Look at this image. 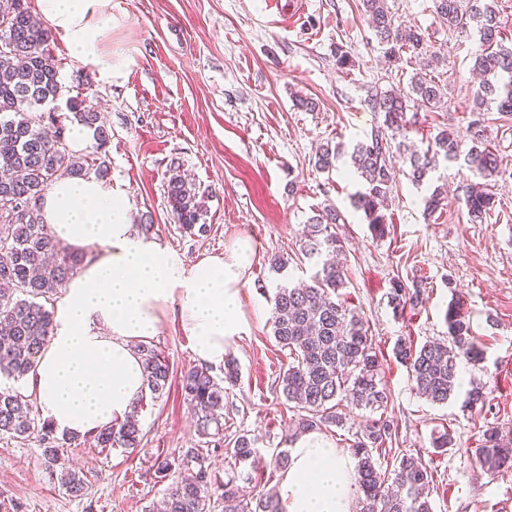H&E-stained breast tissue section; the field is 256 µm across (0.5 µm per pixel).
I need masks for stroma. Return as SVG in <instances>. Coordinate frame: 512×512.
I'll list each match as a JSON object with an SVG mask.
<instances>
[{
	"instance_id": "35a3bbf8",
	"label": "stroma",
	"mask_w": 512,
	"mask_h": 512,
	"mask_svg": "<svg viewBox=\"0 0 512 512\" xmlns=\"http://www.w3.org/2000/svg\"><path fill=\"white\" fill-rule=\"evenodd\" d=\"M397 20L418 25L439 62L433 71L441 103L419 112L409 137L426 151L440 129L467 138L475 89L471 68L476 36L448 30L434 15L433 0H388ZM105 20L99 53L111 60V77L70 56L62 36L53 54L62 83L59 114L67 98H85L112 131L108 179L125 191L134 224L152 225L153 236L185 262L222 253L243 234L257 245L242 290V308L272 307L277 285L309 281L314 261L300 248L316 209L335 205L345 217L336 233L345 243L348 286L341 299L370 325L389 392L387 417L397 436L395 453L421 457L434 474L433 512H512V469L488 472L479 464L485 426L499 427L512 442V115L484 113L488 143L507 174L493 188L495 208L482 224L470 223L458 201L468 172L440 163L416 186L398 172L384 238H373L353 206L361 182L348 175V152L383 122L365 99L371 89L406 87L413 64L398 63L392 78L366 20L361 0H304L270 11L266 0H109L97 9ZM355 60L351 75L336 66V47ZM312 98L316 109H294L293 95ZM342 144L332 175L316 171L325 144ZM205 197L209 230L181 231L164 194L171 166ZM447 185L448 205L434 217L424 200ZM287 257L283 271L274 257ZM417 283L422 302L395 312L388 300L392 279ZM464 305L471 332L483 348L479 364L462 363L465 388L480 385L482 407H464L463 392L434 404L417 394L393 349L398 341L422 345L448 336L451 300ZM154 346L170 366L172 384L139 414L144 438L136 451L96 447L92 438L70 449L73 468L86 481L71 497L46 469L36 438L0 436V512H160L168 486L158 461L178 460L200 441L178 382L195 365L192 340L175 311L164 309ZM240 379L224 396V437L247 434L268 466L243 484L252 500L277 488L281 472L270 462L287 449L295 413L278 390L290 358L276 343L270 319L251 322L230 353ZM450 433L455 445L435 452L434 439Z\"/></svg>"
}]
</instances>
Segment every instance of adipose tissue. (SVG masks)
Segmentation results:
<instances>
[{
  "instance_id": "1",
  "label": "adipose tissue",
  "mask_w": 512,
  "mask_h": 512,
  "mask_svg": "<svg viewBox=\"0 0 512 512\" xmlns=\"http://www.w3.org/2000/svg\"><path fill=\"white\" fill-rule=\"evenodd\" d=\"M100 0H39L43 16L62 31L71 56L112 65L97 53ZM124 191L89 174L56 180L39 202L53 238L85 260L55 304L50 341L26 380L44 417L81 436L124 421L145 392L137 344L158 336L161 314L173 307L192 338L199 363L223 365L251 318L241 292L256 245L238 237L223 254L193 263L154 238L136 233ZM278 485L281 512H353L355 471L349 453L311 431L289 447Z\"/></svg>"
}]
</instances>
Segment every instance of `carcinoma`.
<instances>
[{"label": "carcinoma", "mask_w": 512, "mask_h": 512, "mask_svg": "<svg viewBox=\"0 0 512 512\" xmlns=\"http://www.w3.org/2000/svg\"><path fill=\"white\" fill-rule=\"evenodd\" d=\"M362 6L385 61L396 63L405 53L418 60L407 91H384L368 95L367 106L383 114V122L366 141L353 147L351 166L362 179L364 191L354 197V207L363 213L373 236L381 238L388 224L389 199L396 175L388 158L398 152L409 164L407 178L421 184L436 170L439 161L463 160L474 177L465 186L461 204L474 223L483 222L495 202L492 182L502 176V159L486 144L480 122L471 124V146L464 150L458 137L440 130L425 152L407 145L413 107L432 109L440 102V87L428 75L435 55L427 49L420 27L395 23L387 0H362ZM434 13L440 24L460 33L479 36L473 70L482 75L473 93L474 112L490 106L512 114V25L502 18L496 0H434ZM53 30L48 24L32 20L27 0H0V379L15 382L33 370L39 354L53 330L54 296L66 286L84 255L60 246L39 217L38 203L52 183L64 176L79 177L84 163L74 157L65 143L66 127L56 112H44V103L58 100L62 92L59 70L51 51ZM68 110L74 120L93 129L94 152L106 153L111 135L85 100L70 98ZM341 156L340 147L325 146L317 154L316 168L330 173ZM167 202L183 233L204 234L200 223L204 213L198 192L178 173L167 181ZM32 203L24 218L12 219L2 211L8 202ZM444 191L437 187L425 199L428 216L446 205ZM344 217L332 206L315 212L308 220L304 257L321 255L322 249L341 253L343 241L336 225ZM345 269L325 261L302 287L283 285L274 297L271 324L279 346L288 350L292 362L278 378L282 395L297 410L288 425V441L321 426L341 427L343 403L377 412L386 410L388 394L382 384L381 368L370 327L363 316L340 301V290L347 287ZM394 308L421 303L420 290L410 289L400 279L391 281ZM445 321L448 341H428L420 347L398 341L394 355L404 365L413 389L427 400L444 404L461 386L460 363L478 362L483 350L470 332V322L460 300L448 305ZM145 388L151 400L160 399L170 387V368L157 348L139 345ZM239 368L232 360L224 362V376L214 374L208 365L195 364L181 376V393L192 406L199 435L223 440L224 395L236 385ZM144 408L139 399L130 415L119 425L101 429L95 436L100 448L141 446L144 438L138 413ZM394 422L375 419L357 435L353 444L356 464V493L359 512H433L429 487L430 467L419 457H395L392 476L382 473L373 458L392 437ZM38 436L47 469L60 468L62 488L73 497L85 494L80 473L62 462L65 448L75 437L57 436L48 421L36 422L30 396L13 388H0V435L10 438ZM233 466L248 465L254 471L263 467L254 441L242 434L227 449ZM203 448H190L183 462L168 459L157 466L161 478L171 480L165 493L164 512H210L211 500L223 501V512H280L277 494L264 493L253 502L240 499L234 478L220 483L200 460ZM199 464L192 469L191 463ZM479 463L488 471L512 467V443L504 442L496 427L482 434Z\"/></svg>", "instance_id": "carcinoma-1"}]
</instances>
